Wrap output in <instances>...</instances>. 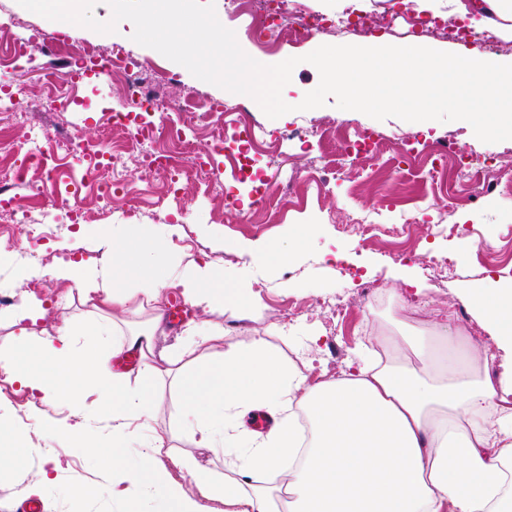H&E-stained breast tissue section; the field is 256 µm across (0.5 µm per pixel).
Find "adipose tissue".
<instances>
[{
  "mask_svg": "<svg viewBox=\"0 0 512 512\" xmlns=\"http://www.w3.org/2000/svg\"><path fill=\"white\" fill-rule=\"evenodd\" d=\"M422 13L447 6L466 14L477 33L512 36V0H413ZM164 232L132 228L103 236L100 256L78 265L60 261L48 274L79 288L90 310L84 320L58 311L51 328L41 300L24 297L9 317L15 353L0 354V371L32 401L81 406L104 416L105 431L78 423L53 437L95 434V452L109 455V478L122 487L124 512H512V369L491 379L493 357L465 336L431 329L418 336H377L382 361L357 347L348 372L309 379L265 337L224 342L222 324L189 327L167 369L154 364L162 333L160 294L181 289L203 312L252 318L261 297L252 280L227 285L208 260L162 249ZM466 302L498 350L512 353V284L473 286ZM144 315L130 326L128 317ZM111 343L110 358L86 363L78 337ZM139 350V384L113 371L111 357ZM169 381L179 393L180 419L193 445L174 452L167 431L149 428L153 388ZM263 408L280 418L260 436L242 419ZM218 448L224 473L196 456ZM172 459L191 478L184 489L163 467Z\"/></svg>",
  "mask_w": 512,
  "mask_h": 512,
  "instance_id": "1",
  "label": "adipose tissue"
}]
</instances>
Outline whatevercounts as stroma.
I'll return each instance as SVG.
<instances>
[{
    "instance_id": "obj_1",
    "label": "stroma",
    "mask_w": 512,
    "mask_h": 512,
    "mask_svg": "<svg viewBox=\"0 0 512 512\" xmlns=\"http://www.w3.org/2000/svg\"><path fill=\"white\" fill-rule=\"evenodd\" d=\"M133 31V24L123 21L110 37L88 29L78 34L77 39L96 45L106 53L116 45L125 48L150 64L148 79H155L160 68L176 72L179 83L165 86L163 90L164 96L170 99L186 102L204 94L238 103L250 111L254 120L270 128L314 126L332 134L338 125L349 124L400 138L415 137L421 142L419 155L402 170L382 166L367 177L336 178L325 195L307 198V208L303 212L288 211L278 198H270L268 221L264 224L248 223L249 196L244 191L238 194L236 204L221 213L215 211L211 197L199 191L185 197L179 211L166 219L155 216L151 209H144L139 229L147 231L165 226L164 244L169 250L181 251L196 259L209 257L223 266L226 274L253 279L262 299L253 318L244 321L228 314L209 315L197 306H189L186 314L166 324L163 335L157 337L155 364L158 368H165L164 354L175 350L189 326L209 319L223 322L224 340L228 343L246 341L256 331L268 332L269 342L284 357L307 363L310 376L329 378L346 371L365 327L374 328L378 323L401 318V302L419 299L425 318L416 322V330H423L429 324L457 329L461 323L455 311L464 304L462 290L465 286L482 284L489 279L512 282V254L492 259L474 249L462 259L458 256L459 236H439L429 230L430 225L444 215L451 223L464 228L472 241L507 236L512 232V192L494 194L484 203L481 212L476 213L456 189L454 167H447L433 179L427 175L430 144L454 135L468 146L473 156L496 154L497 170L512 176V140L482 142L470 124L461 120L407 122L390 117L380 121L358 111L338 109L332 97L325 106L299 110L298 105L305 94L319 83L318 70L304 62V55L324 44H348L350 38L343 34L309 38L297 45L282 46L272 54L254 52V59L266 65L290 57L300 60L290 83L282 91L283 100L293 104L294 110L272 119L266 117L251 97L201 81L156 50L138 45L131 38ZM83 96V105L65 106L63 113L70 125L88 140L104 138L107 133L102 112L104 106L125 110L131 107L105 78L90 80ZM83 203V197L70 190L58 191L50 197L46 220L50 231L33 243L40 258L65 253L70 260L88 264L97 259L98 235L123 223L125 204L115 201L111 214L92 224L56 226L57 216ZM375 205L388 221L414 224L415 229L405 246L412 252L411 259H398L397 253L402 246L389 237L381 236L376 241L364 243L358 237L341 233V223L350 211ZM306 226L311 227L313 233L308 242L292 254L288 263L271 260L251 263L250 252L288 243ZM436 255L456 261L454 277L439 282L432 279L428 263ZM411 279L423 283L425 292L418 294L408 287L407 282ZM367 284L386 285L390 291L384 296L374 294L368 299H360L359 292ZM325 296L353 299L348 318L332 319L325 309L317 306V299ZM310 332L320 336L316 346L300 350L291 343V336H304ZM154 395L159 404L154 425L172 433L174 448H189V441L178 432L176 390L170 384L160 383L156 385ZM27 400L23 393L16 397H0V414L7 416L14 436L22 440L16 466L0 473V512H14L19 501L30 497L39 474L45 470L55 471L57 482L41 497L44 512H122L124 501L113 492L100 460L69 438L41 439L36 435L45 422L62 424L81 420L82 409L45 405L41 408L40 418L24 423L20 420V412ZM50 447L55 448V456L47 455L46 450ZM80 484L96 485V495L91 498L76 496L73 489Z\"/></svg>"
}]
</instances>
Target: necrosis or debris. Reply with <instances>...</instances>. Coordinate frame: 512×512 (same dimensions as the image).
<instances>
[{
    "label": "necrosis or debris",
    "mask_w": 512,
    "mask_h": 512,
    "mask_svg": "<svg viewBox=\"0 0 512 512\" xmlns=\"http://www.w3.org/2000/svg\"><path fill=\"white\" fill-rule=\"evenodd\" d=\"M224 13L231 18L250 15V40L263 52L284 41L295 42L336 31L365 38L386 23L385 15L360 14L351 4L340 16H325L312 11L306 0H225ZM35 49L55 57L62 69L59 79L43 86L37 94L41 112L52 114L62 103L74 102L85 79L99 75L120 84L136 109L107 111L108 125L118 130L120 136L105 150L76 134L62 140L52 139L47 129L30 117L28 86L20 84L15 90L0 94V161L13 164L9 171L0 172L1 224L22 225L31 241L42 237L45 225L38 199L26 202L14 191L15 185L26 181L33 171L40 174L42 194H52L60 185L71 183L76 191L94 199L99 211H106L112 201L121 199L126 204L127 218H140L138 197L122 176V168L131 158L145 175L160 170L171 174L169 183L153 202L154 213H168L180 204L183 181L194 177L209 193L226 195L224 184L211 177L210 158L191 152L183 130L165 122V115L180 111L181 106L161 99L137 58L118 47L106 56L90 45L61 43L51 34L28 32L0 48V67L12 72L20 70L25 62L31 61ZM194 110L205 124L223 122V138L240 143L243 153L234 157L233 163L242 174L248 171L244 156L273 154L285 147L302 149L316 135L313 128L306 126L269 133L252 124L238 105L222 104L209 97H198ZM432 153L440 161L454 158L462 179L460 191L470 202L501 191L502 183L492 171L482 182H470L464 163L467 152L454 140L441 141Z\"/></svg>",
    "instance_id": "4bbe7bcc"
}]
</instances>
